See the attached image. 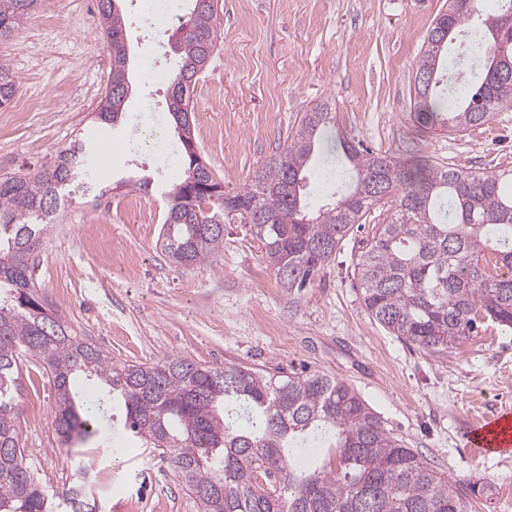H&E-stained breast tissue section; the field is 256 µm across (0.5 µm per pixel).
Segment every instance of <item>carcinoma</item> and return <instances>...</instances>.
I'll list each match as a JSON object with an SVG mask.
<instances>
[{
    "label": "carcinoma",
    "mask_w": 512,
    "mask_h": 512,
    "mask_svg": "<svg viewBox=\"0 0 512 512\" xmlns=\"http://www.w3.org/2000/svg\"><path fill=\"white\" fill-rule=\"evenodd\" d=\"M99 0V25L112 51L110 86L95 120L120 122L129 88L125 27L118 3ZM179 49L167 74L169 112L179 139L193 138L190 99L218 46V0H187ZM480 0H448L428 28L414 78L417 124L464 132L512 107V0L484 13ZM38 0H0V41L10 39ZM473 24L468 41L481 74L454 93L437 91L457 65L448 44ZM17 93L0 65V110ZM335 127L325 103L304 113L291 143L234 193L207 196L193 159L168 190L167 256L200 264L224 245V217L236 215L264 250L288 294L312 284L354 225L381 201L392 210L354 267L374 320L398 338L439 354L489 319L512 330V170H460L370 152L339 141L336 166L316 168ZM84 143L33 174L0 178V512H95L75 473L54 485L25 458L16 391L23 366L56 395V435L74 448L92 434L98 404L76 383L95 379L124 410L131 436L152 445L195 497L200 512H467L488 483L450 482L385 428L347 382L319 372L288 375L243 365L211 367L184 357L156 363L112 360L77 335L34 291L29 260L71 189L99 186L81 165ZM332 201L317 208L311 194Z\"/></svg>",
    "instance_id": "cac0c4a2"
}]
</instances>
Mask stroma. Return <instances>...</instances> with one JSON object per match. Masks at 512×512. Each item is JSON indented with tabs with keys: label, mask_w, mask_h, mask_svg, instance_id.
I'll list each match as a JSON object with an SVG mask.
<instances>
[{
	"label": "stroma",
	"mask_w": 512,
	"mask_h": 512,
	"mask_svg": "<svg viewBox=\"0 0 512 512\" xmlns=\"http://www.w3.org/2000/svg\"><path fill=\"white\" fill-rule=\"evenodd\" d=\"M143 0H123L129 58L125 113L111 130L104 194L73 193L36 252L32 277L46 305L119 361L186 357L206 366L279 367L349 383L406 447L451 481L491 483L469 512H512V449L476 458L463 451L478 418L512 409V331L485 323L457 348L432 355L391 334L366 310L354 266L374 228H353L315 283L290 295L259 243L225 219L224 245L186 267L162 250L163 191L182 175L183 147L168 112L167 86L144 82L146 50L171 53L167 36L144 24ZM445 0H219L221 41L193 92L195 143L225 191L251 183L286 147L301 117L321 103L336 115V139L320 148L336 161L344 138L376 153L418 157L465 170L512 169V107L462 133L414 121V75L424 35ZM18 92L0 111V177L33 173L82 138L110 82L111 51L97 0H40L15 36L0 42ZM162 146L133 151L145 128ZM154 179L153 191L132 183ZM140 196L152 219L125 208ZM108 241L131 265L101 262ZM39 397L41 422L22 420V443L41 476L59 482L78 455L112 451L100 464L102 512H199L167 460L130 438L124 416L104 403L80 453L57 441L53 388L22 383L19 403Z\"/></svg>",
	"instance_id": "obj_1"
}]
</instances>
